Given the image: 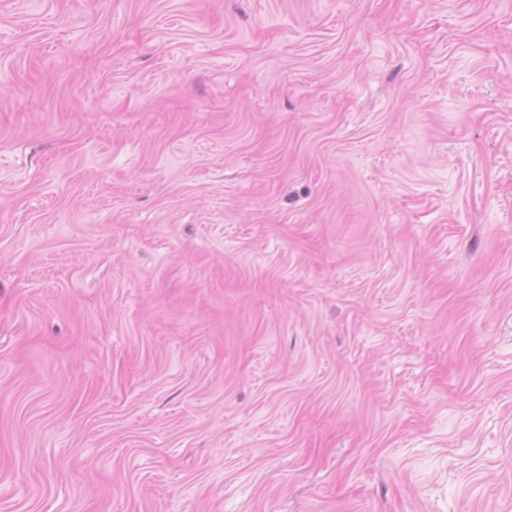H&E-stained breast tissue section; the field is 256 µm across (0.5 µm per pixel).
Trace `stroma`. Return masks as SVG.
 Listing matches in <instances>:
<instances>
[{"mask_svg":"<svg viewBox=\"0 0 512 512\" xmlns=\"http://www.w3.org/2000/svg\"><path fill=\"white\" fill-rule=\"evenodd\" d=\"M0 512H512V0H0Z\"/></svg>","mask_w":512,"mask_h":512,"instance_id":"obj_1","label":"stroma"}]
</instances>
